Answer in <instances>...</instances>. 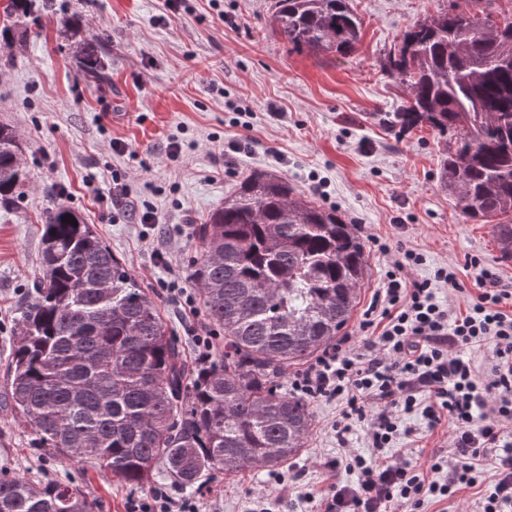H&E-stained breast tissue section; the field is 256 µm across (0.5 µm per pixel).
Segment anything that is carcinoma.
Listing matches in <instances>:
<instances>
[{"label": "carcinoma", "instance_id": "cac0c4a2", "mask_svg": "<svg viewBox=\"0 0 512 512\" xmlns=\"http://www.w3.org/2000/svg\"><path fill=\"white\" fill-rule=\"evenodd\" d=\"M49 0H4L25 18ZM451 7L417 18L384 73L405 90L383 119L439 137L440 180L469 220L512 216V19ZM268 26L292 51L348 54L363 22L351 0H274ZM84 73L105 79L101 51L80 43ZM22 142L0 125V208L26 184ZM69 216L72 225L63 220ZM512 258V222L493 225ZM194 273L224 356L187 363L155 301L125 264L64 206L44 215L34 296L15 320L0 399L31 428L32 447L108 470L132 489L155 471L181 486L247 469L288 466L313 427L310 403L285 387L288 369L334 344L359 300L365 246L341 212L280 175L253 171L199 225ZM0 512H94L73 481L0 470Z\"/></svg>", "mask_w": 512, "mask_h": 512}]
</instances>
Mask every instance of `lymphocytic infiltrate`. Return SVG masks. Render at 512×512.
Wrapping results in <instances>:
<instances>
[{"instance_id": "obj_1", "label": "lymphocytic infiltrate", "mask_w": 512, "mask_h": 512, "mask_svg": "<svg viewBox=\"0 0 512 512\" xmlns=\"http://www.w3.org/2000/svg\"><path fill=\"white\" fill-rule=\"evenodd\" d=\"M422 256L397 250L384 285L367 309L360 340L346 336L293 376L295 392L342 401L332 425L345 451L335 461L350 479L331 486L321 512H426V504L456 503L493 471L490 492L475 512H512V284L479 258L469 260L478 294L466 316L438 300L437 284L460 290L453 269L411 278ZM491 343V367L479 373L468 349ZM421 412L429 431L446 428L448 445L425 462L387 455L410 429L406 414ZM363 423L367 447H347L354 423Z\"/></svg>"}]
</instances>
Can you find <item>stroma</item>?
Here are the masks:
<instances>
[{
  "label": "stroma",
  "instance_id": "35a3bbf8",
  "mask_svg": "<svg viewBox=\"0 0 512 512\" xmlns=\"http://www.w3.org/2000/svg\"><path fill=\"white\" fill-rule=\"evenodd\" d=\"M272 0H183L172 17L165 0H52L46 12L16 25L0 47V124L23 143L28 175L17 206L0 209V376L14 337V317L32 296L39 272L42 213L74 209L148 288L170 332L196 361V338L208 320L197 299L196 228L223 206L251 171L281 174L355 224L368 267L342 333L358 336L364 308L383 286L388 255L378 243L423 256L411 277L453 266L460 292L440 287V300L467 313L477 289L467 260L478 256L512 283L488 224L467 220L439 181V147L429 128L407 134L380 118L401 90L382 72L386 53L418 17L437 15L451 0H352L363 37L349 54L291 52L266 30ZM97 43L107 79L87 81L78 39ZM179 139L184 151L170 156ZM238 150H230V143ZM126 195L113 200V174ZM153 211L158 221L141 223ZM312 432L276 483L272 472L247 469L231 480L159 487L192 500L198 512H311L312 498L345 481L327 469L340 451L332 422L342 405L310 401ZM30 428L0 404V463L41 480L82 484L99 512H131L150 497L109 471L78 469L35 454Z\"/></svg>",
  "mask_w": 512,
  "mask_h": 512
}]
</instances>
